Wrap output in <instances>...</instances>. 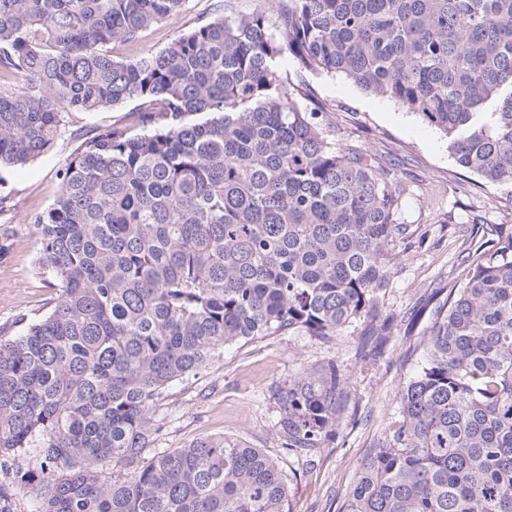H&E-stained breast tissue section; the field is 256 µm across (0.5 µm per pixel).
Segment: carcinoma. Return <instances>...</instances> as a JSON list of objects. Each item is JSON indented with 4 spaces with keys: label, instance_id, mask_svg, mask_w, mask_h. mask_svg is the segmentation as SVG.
Returning <instances> with one entry per match:
<instances>
[{
    "label": "carcinoma",
    "instance_id": "1",
    "mask_svg": "<svg viewBox=\"0 0 512 512\" xmlns=\"http://www.w3.org/2000/svg\"><path fill=\"white\" fill-rule=\"evenodd\" d=\"M183 3L0 0V167L41 156L73 113L132 103L135 118L72 132L59 195L33 218L59 294L0 336V499L9 483L31 512H290L278 460L241 439L140 462L164 426L154 399L226 346L330 342L357 320L371 370L404 325L377 293L408 187L336 149L282 62L393 101L512 189V0H277L273 31L220 16L112 57ZM495 233L433 307L401 419L338 512H512V226ZM344 388L334 365L270 385L283 447L321 456Z\"/></svg>",
    "mask_w": 512,
    "mask_h": 512
}]
</instances>
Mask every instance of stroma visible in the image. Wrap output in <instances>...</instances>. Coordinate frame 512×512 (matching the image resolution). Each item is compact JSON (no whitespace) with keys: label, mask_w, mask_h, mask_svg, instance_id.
<instances>
[{"label":"stroma","mask_w":512,"mask_h":512,"mask_svg":"<svg viewBox=\"0 0 512 512\" xmlns=\"http://www.w3.org/2000/svg\"><path fill=\"white\" fill-rule=\"evenodd\" d=\"M257 12L275 21L274 0H185L178 15L148 27L136 42H113L112 56L156 53L179 31L219 16ZM288 81L309 85L325 105L324 128L336 148L366 153L411 190L396 216L407 230L396 248L389 285L379 293L387 311L409 317L435 289L447 287L461 271L458 246L473 230L486 233L499 224L512 225V193L477 175L461 176L446 138L418 116L342 76L292 72ZM75 146L66 133L27 166L0 169V335H16L18 318L46 314L58 296L53 279L38 265L41 244L32 218L57 197L59 174ZM429 324L425 315L412 335L391 336L380 362L368 372L361 371L357 356L358 322L330 344L286 335L226 347L197 376L172 383L157 398L153 408L167 425L144 455L203 437L238 438L280 459L291 478V512H337L357 460L398 417L397 392L416 371L403 353L421 341ZM328 362L347 382L343 418L336 439L311 463L281 447L267 389L304 367Z\"/></svg>","instance_id":"stroma-1"}]
</instances>
